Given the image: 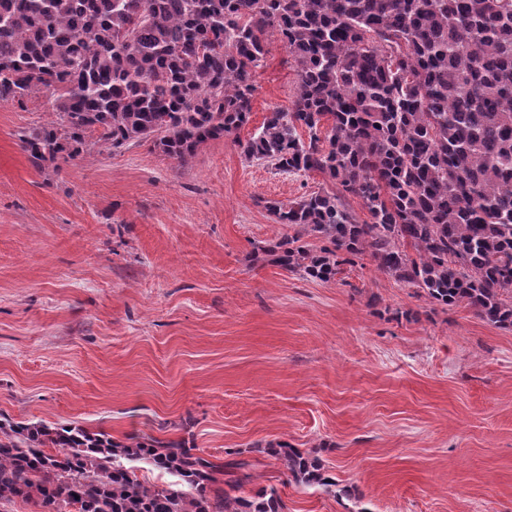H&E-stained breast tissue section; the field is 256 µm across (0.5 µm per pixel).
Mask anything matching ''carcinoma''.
<instances>
[{
	"label": "carcinoma",
	"instance_id": "obj_1",
	"mask_svg": "<svg viewBox=\"0 0 512 512\" xmlns=\"http://www.w3.org/2000/svg\"><path fill=\"white\" fill-rule=\"evenodd\" d=\"M271 34L297 91L239 143L244 158L327 175L371 222L336 195L270 204L294 234L264 252L324 282L369 257L433 302L511 327L512 0H0V101L57 92L55 120L20 136L39 170L150 137L184 162L247 124ZM272 453L295 484L336 486L298 449ZM125 460L175 481L149 485ZM245 466L184 439L0 422V501L41 512H284L273 489L217 487Z\"/></svg>",
	"mask_w": 512,
	"mask_h": 512
}]
</instances>
